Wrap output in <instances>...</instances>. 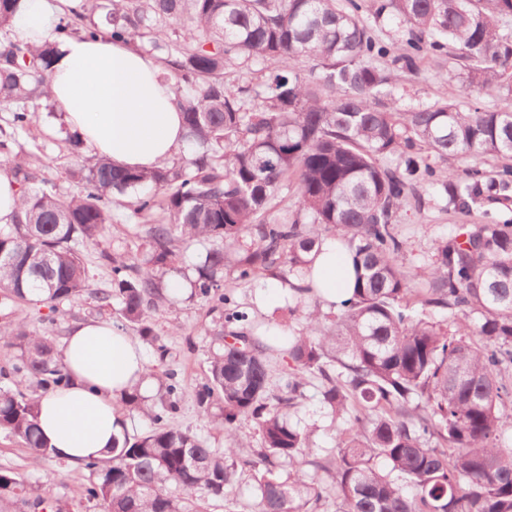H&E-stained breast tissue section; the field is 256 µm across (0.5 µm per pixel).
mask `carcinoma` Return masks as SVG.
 <instances>
[{
  "instance_id": "obj_1",
  "label": "carcinoma",
  "mask_w": 512,
  "mask_h": 512,
  "mask_svg": "<svg viewBox=\"0 0 512 512\" xmlns=\"http://www.w3.org/2000/svg\"><path fill=\"white\" fill-rule=\"evenodd\" d=\"M112 38L155 58L178 97L186 143L164 166L139 171L86 155L78 133L60 128L80 162L82 190L35 189L42 148L24 150L36 112L50 110L54 46L12 39L18 0H0V166L21 193L16 222L0 227V291L54 307L84 296L98 310L118 306L117 326L137 328L159 359L170 348L153 334L152 314L170 302L163 276L191 248L180 272L190 296L225 324L212 333L198 413L224 431V447L174 424L183 385L170 363L151 375L158 397L120 396L152 430L124 435L108 460L84 463L85 496L103 512H195L169 485L214 501L242 484L254 512H512V224H473L448 236L417 287L403 262L397 218L416 187L438 186L447 204L469 208L512 194V168L495 178L448 171L437 183L423 154L468 160L512 157V111H462L446 100L402 109L397 82L417 59L453 45L464 90L512 91V0H375L374 22L394 14L407 26L391 60L356 0H110ZM96 0L60 21L66 36L100 32ZM141 225L148 250L100 256L110 287L89 290L78 246H100L122 218ZM326 237L353 249L354 288L326 323L308 313L306 330L279 345L232 325L248 321L224 291L240 279L288 265L291 298L318 300L304 284L310 253ZM445 312L446 327L414 306ZM17 351L0 367V431L49 456L36 393L69 384L49 336L23 322L0 326ZM283 362L277 385L272 363ZM340 369L336 375L335 369ZM321 380V402L344 421L337 451L320 455L290 421L306 379ZM254 422L261 446L236 430ZM384 460L380 466L378 460ZM20 503L43 512L50 488L30 496L26 481L0 469V512Z\"/></svg>"
}]
</instances>
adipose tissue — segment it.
<instances>
[{
	"instance_id": "1",
	"label": "adipose tissue",
	"mask_w": 512,
	"mask_h": 512,
	"mask_svg": "<svg viewBox=\"0 0 512 512\" xmlns=\"http://www.w3.org/2000/svg\"><path fill=\"white\" fill-rule=\"evenodd\" d=\"M79 0H20L15 40L57 49L49 94L63 121L80 133L90 154L116 165L153 169L170 161L184 140L177 97L161 66L110 32L95 38L59 36L66 7ZM313 286L329 302L346 299L353 285L348 247L325 242L315 260ZM69 385L39 398L41 427L54 455L72 465L107 459L113 437L130 427L114 401L126 390L147 391L140 346L106 321L73 324L60 345Z\"/></svg>"
}]
</instances>
